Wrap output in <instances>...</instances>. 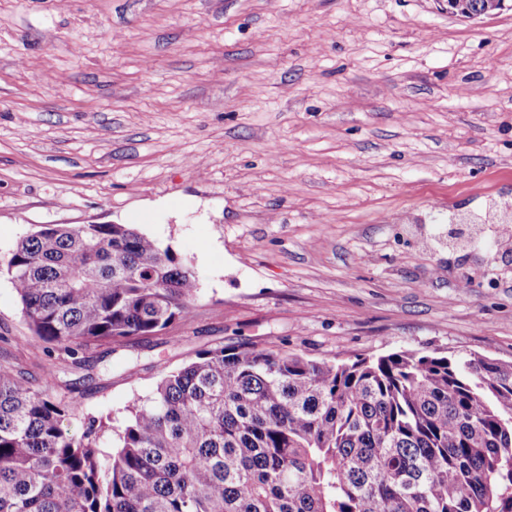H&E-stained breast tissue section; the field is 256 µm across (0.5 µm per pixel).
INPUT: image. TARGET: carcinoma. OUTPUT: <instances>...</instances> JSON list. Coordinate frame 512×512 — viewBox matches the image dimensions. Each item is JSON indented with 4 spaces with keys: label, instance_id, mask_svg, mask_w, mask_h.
<instances>
[{
    "label": "carcinoma",
    "instance_id": "cac0c4a2",
    "mask_svg": "<svg viewBox=\"0 0 512 512\" xmlns=\"http://www.w3.org/2000/svg\"><path fill=\"white\" fill-rule=\"evenodd\" d=\"M503 6L461 0L460 14ZM47 356L190 317L196 277L126 224H41L0 258ZM0 364V512H512V363L405 350L329 363L217 346L109 430Z\"/></svg>",
    "mask_w": 512,
    "mask_h": 512
}]
</instances>
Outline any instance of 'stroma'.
<instances>
[{
	"instance_id": "stroma-1",
	"label": "stroma",
	"mask_w": 512,
	"mask_h": 512,
	"mask_svg": "<svg viewBox=\"0 0 512 512\" xmlns=\"http://www.w3.org/2000/svg\"><path fill=\"white\" fill-rule=\"evenodd\" d=\"M512 9L448 0H0V255L39 224H129L193 268L192 316L85 365L0 279V363L120 426L162 372L256 345L347 362H512Z\"/></svg>"
}]
</instances>
